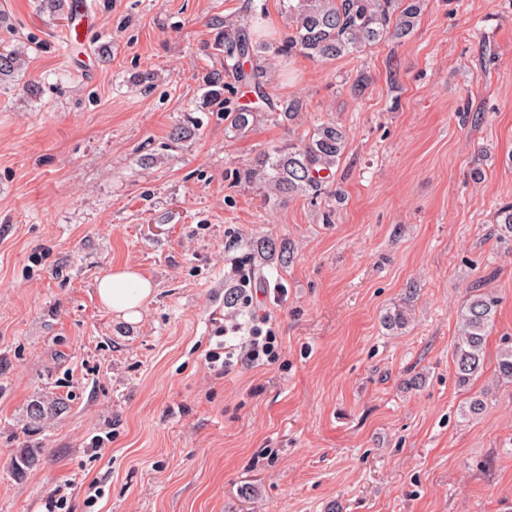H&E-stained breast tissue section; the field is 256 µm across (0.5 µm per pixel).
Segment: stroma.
<instances>
[{"label": "stroma", "instance_id": "1", "mask_svg": "<svg viewBox=\"0 0 512 512\" xmlns=\"http://www.w3.org/2000/svg\"><path fill=\"white\" fill-rule=\"evenodd\" d=\"M86 3L95 19L74 30L41 0H0V48L27 44L0 81V512H47L59 490L68 512H512V383L496 372L512 238L493 224L512 202V0H424L402 42L292 55L271 92L301 97V121L241 135L198 106L223 61L210 21L247 0ZM321 119L349 131L339 197L231 185ZM268 238L294 249L264 267L286 292L269 306L279 358L209 373L231 264ZM116 265L156 285L138 323L98 299ZM475 285L498 304L462 386ZM405 302L409 326L388 330ZM36 399L54 409L32 427ZM29 443L45 456L16 476Z\"/></svg>", "mask_w": 512, "mask_h": 512}]
</instances>
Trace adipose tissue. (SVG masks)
I'll return each instance as SVG.
<instances>
[{
    "instance_id": "1",
    "label": "adipose tissue",
    "mask_w": 512,
    "mask_h": 512,
    "mask_svg": "<svg viewBox=\"0 0 512 512\" xmlns=\"http://www.w3.org/2000/svg\"><path fill=\"white\" fill-rule=\"evenodd\" d=\"M101 304L126 323L139 322L146 302L153 296V282L129 266L108 270L96 281Z\"/></svg>"
}]
</instances>
